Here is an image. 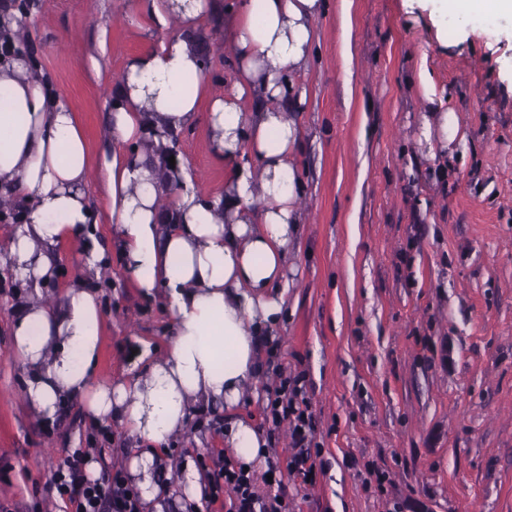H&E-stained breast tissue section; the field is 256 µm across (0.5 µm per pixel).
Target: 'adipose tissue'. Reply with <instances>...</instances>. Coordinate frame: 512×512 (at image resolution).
<instances>
[{
    "label": "adipose tissue",
    "mask_w": 512,
    "mask_h": 512,
    "mask_svg": "<svg viewBox=\"0 0 512 512\" xmlns=\"http://www.w3.org/2000/svg\"><path fill=\"white\" fill-rule=\"evenodd\" d=\"M322 5L241 0L234 13L233 91L210 102L211 147L231 166L220 195L198 193L185 166H166L147 136L193 123L205 78L198 49L179 38L128 64L107 115L116 149L103 176L125 275L143 296L165 291L171 326L163 356L141 350L143 373L110 385L92 379L102 313L87 277L100 274L106 259L90 228L85 137L32 61L0 58V197L19 213L0 270L29 290L13 324L23 395L43 419H56L76 400L92 417L117 418L150 442L130 461L145 502L159 503L156 457L195 403H220L232 413L260 396L263 353L284 313L288 252L301 224L294 114L308 91L297 78L314 56L313 22ZM208 8V0L139 4L158 24L175 19L188 28ZM65 242L79 244L88 275L51 304L41 289L54 280ZM267 443L248 421L231 417L224 426L225 446L247 466L264 462Z\"/></svg>",
    "instance_id": "adipose-tissue-1"
}]
</instances>
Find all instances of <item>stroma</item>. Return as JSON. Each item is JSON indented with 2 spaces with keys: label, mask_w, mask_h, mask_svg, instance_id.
Wrapping results in <instances>:
<instances>
[{
  "label": "stroma",
  "mask_w": 512,
  "mask_h": 512,
  "mask_svg": "<svg viewBox=\"0 0 512 512\" xmlns=\"http://www.w3.org/2000/svg\"><path fill=\"white\" fill-rule=\"evenodd\" d=\"M231 2L197 23L220 89L233 78ZM116 8L31 0L26 27L95 165L112 149L106 116L130 60L185 35ZM486 16L492 27H478ZM314 29L295 114L307 217L259 387L278 368L303 374L321 452L308 484L283 467L254 474L271 477L289 512H512V16L470 0H325ZM209 112L202 102L177 151L203 194L229 173L210 151ZM444 112L458 121L447 143ZM87 192L112 264L95 375L106 384L130 374L141 344L164 350L170 317L164 294L143 298L124 275L104 184ZM27 296L0 271V505L65 512L49 480L66 451L86 447L90 422L76 403L51 423L27 404L12 336ZM207 411L169 441L164 467L223 448L224 406Z\"/></svg>",
  "instance_id": "stroma-1"
}]
</instances>
